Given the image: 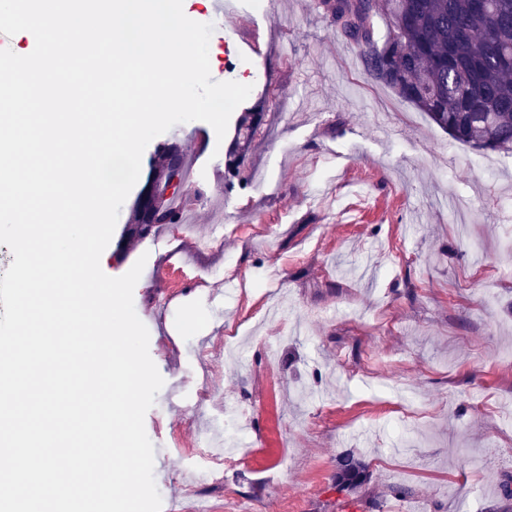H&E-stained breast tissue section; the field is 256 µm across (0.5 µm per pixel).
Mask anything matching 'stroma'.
<instances>
[{
  "label": "stroma",
  "mask_w": 512,
  "mask_h": 512,
  "mask_svg": "<svg viewBox=\"0 0 512 512\" xmlns=\"http://www.w3.org/2000/svg\"><path fill=\"white\" fill-rule=\"evenodd\" d=\"M241 8L209 65L270 111L243 172L235 125L172 127L145 152L196 157L189 221L128 239L133 191L107 247L109 276L146 260L133 298L164 379L145 417L162 512H512V153L456 142L372 82L318 0ZM245 38L261 55L225 69ZM274 304L283 340L262 323ZM231 326L238 365L218 346ZM231 420L238 460L205 477L198 431L218 447ZM347 451L371 474L349 496L333 486Z\"/></svg>",
  "instance_id": "1"
}]
</instances>
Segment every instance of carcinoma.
I'll return each mask as SVG.
<instances>
[{
  "mask_svg": "<svg viewBox=\"0 0 512 512\" xmlns=\"http://www.w3.org/2000/svg\"><path fill=\"white\" fill-rule=\"evenodd\" d=\"M319 0L333 24L359 50L364 70L390 88L457 142L482 150L512 152V0ZM390 28L383 44L373 19ZM264 121L244 112L237 124L236 170ZM368 464L347 454L336 472V488L351 493L365 483Z\"/></svg>",
  "mask_w": 512,
  "mask_h": 512,
  "instance_id": "obj_1",
  "label": "carcinoma"
}]
</instances>
